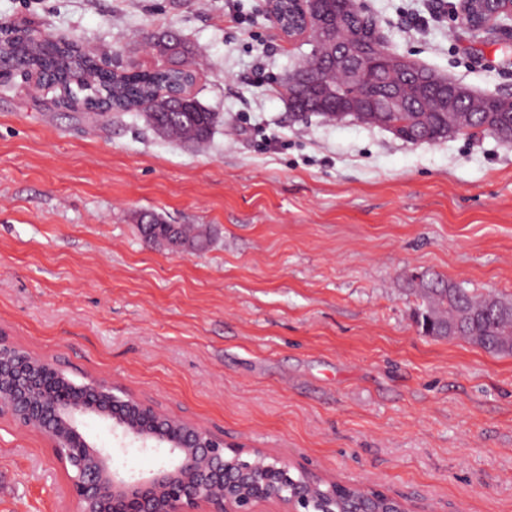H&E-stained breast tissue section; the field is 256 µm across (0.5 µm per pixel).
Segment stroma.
Listing matches in <instances>:
<instances>
[{"label": "stroma", "instance_id": "stroma-1", "mask_svg": "<svg viewBox=\"0 0 512 512\" xmlns=\"http://www.w3.org/2000/svg\"><path fill=\"white\" fill-rule=\"evenodd\" d=\"M363 3L394 51L512 93V50L474 41L449 0ZM0 20L118 71L152 68L144 37L177 31L193 97L222 119L186 146L139 112L1 84V334L410 512H512V355L424 335L412 278L512 299V143L297 121L277 86L311 46L280 38L264 0H0ZM150 214L210 241L148 242ZM85 430L121 472L162 460ZM76 510L48 438L0 416V512Z\"/></svg>", "mask_w": 512, "mask_h": 512}]
</instances>
